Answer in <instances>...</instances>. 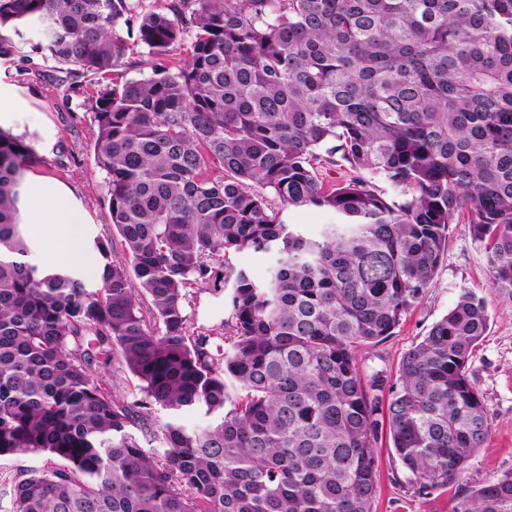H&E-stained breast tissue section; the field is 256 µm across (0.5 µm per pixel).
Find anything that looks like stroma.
<instances>
[{
  "label": "stroma",
  "instance_id": "35a3bbf8",
  "mask_svg": "<svg viewBox=\"0 0 512 512\" xmlns=\"http://www.w3.org/2000/svg\"><path fill=\"white\" fill-rule=\"evenodd\" d=\"M1 89L23 91L30 111L46 116L56 131L51 151L33 165V172L69 185L86 211L87 236L111 241L113 260L128 263L121 239L108 222L104 174L93 159L97 127L89 102L97 89L96 78L69 75L54 60L20 45L10 54H0ZM466 292L483 297L489 314L488 330L471 365L490 423L489 437L472 458L465 475L467 485L477 486L512 471V302L502 301L489 288L488 253L484 244L474 239L467 220L450 225L447 253L434 286L403 317L394 334L362 350L359 361L364 373L381 370L396 375L406 352ZM185 311L191 332L202 335L210 334L231 318L223 294L213 292L207 284L190 288ZM375 457L372 512H451L454 491L442 490L427 497L413 493L388 438L379 440ZM60 463V458L48 453L1 456L0 512L14 510L11 480L20 469Z\"/></svg>",
  "mask_w": 512,
  "mask_h": 512
}]
</instances>
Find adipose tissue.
I'll return each instance as SVG.
<instances>
[{
  "mask_svg": "<svg viewBox=\"0 0 512 512\" xmlns=\"http://www.w3.org/2000/svg\"><path fill=\"white\" fill-rule=\"evenodd\" d=\"M35 190L21 210L24 225L38 229L55 226V233L45 243L51 264L61 265L82 260V228L86 216L71 191L62 183L40 174L32 177Z\"/></svg>",
  "mask_w": 512,
  "mask_h": 512,
  "instance_id": "1",
  "label": "adipose tissue"
}]
</instances>
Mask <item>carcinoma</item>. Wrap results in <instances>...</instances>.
Listing matches in <instances>:
<instances>
[{
    "label": "carcinoma",
    "instance_id": "carcinoma-1",
    "mask_svg": "<svg viewBox=\"0 0 512 512\" xmlns=\"http://www.w3.org/2000/svg\"><path fill=\"white\" fill-rule=\"evenodd\" d=\"M2 25L103 80L93 156L130 256L93 239V284L32 261L37 159L0 132V456L65 460L14 479V512H371L385 430L413 493L512 512V471L462 483L490 432L484 299L462 294L394 379L358 360L432 288L461 216L512 301V0H0ZM130 39L151 72L125 80ZM283 208L336 222L307 237ZM243 251L265 281L229 263ZM211 281L217 357L185 314ZM117 354L131 400L92 377ZM230 262L236 268L246 269L250 276L257 282H261L265 279L267 263L265 258L259 255L248 251L235 253L230 256Z\"/></svg>",
    "mask_w": 512,
    "mask_h": 512
}]
</instances>
